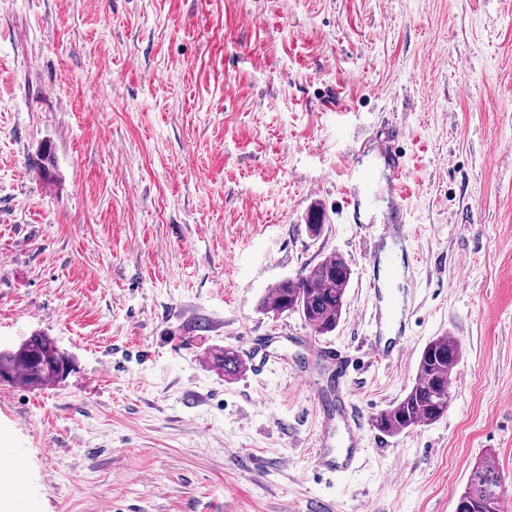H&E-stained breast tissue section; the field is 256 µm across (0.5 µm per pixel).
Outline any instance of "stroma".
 I'll use <instances>...</instances> for the list:
<instances>
[{"label":"stroma","mask_w":512,"mask_h":512,"mask_svg":"<svg viewBox=\"0 0 512 512\" xmlns=\"http://www.w3.org/2000/svg\"><path fill=\"white\" fill-rule=\"evenodd\" d=\"M390 123L410 132L416 307L395 365L366 346ZM334 252L352 270L335 331L259 310ZM34 334L75 363L49 389L0 385L35 512H455L490 458L512 512V0H0V350ZM445 335L462 349L447 415L380 433ZM250 336L286 363L212 366ZM315 344L354 356L345 385ZM340 400L366 453L322 477ZM364 181V174L355 167H350L347 175V184L355 186L353 190L348 188L345 192L343 209L351 224L361 223V193L359 185Z\"/></svg>","instance_id":"35a3bbf8"}]
</instances>
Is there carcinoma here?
<instances>
[{"instance_id":"cac0c4a2","label":"carcinoma","mask_w":512,"mask_h":512,"mask_svg":"<svg viewBox=\"0 0 512 512\" xmlns=\"http://www.w3.org/2000/svg\"><path fill=\"white\" fill-rule=\"evenodd\" d=\"M351 270L344 259L331 253L298 277L280 281L274 292L260 303L266 313L297 312L318 335L333 332L346 302ZM461 348L452 336L430 340L422 350L415 380L405 395L373 419L382 433L396 434L439 421L452 400L450 380ZM213 363L227 376L239 373L241 363L231 351L212 355ZM71 372L69 355L46 336H32L14 349L0 351V383L20 382L42 389L64 380ZM504 477L499 468L482 460L469 473L460 504H471L474 512H501Z\"/></svg>"}]
</instances>
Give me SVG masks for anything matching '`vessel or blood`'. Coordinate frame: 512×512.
Here are the masks:
<instances>
[{
  "label": "vessel or blood",
  "mask_w": 512,
  "mask_h": 512,
  "mask_svg": "<svg viewBox=\"0 0 512 512\" xmlns=\"http://www.w3.org/2000/svg\"><path fill=\"white\" fill-rule=\"evenodd\" d=\"M406 132L403 126L394 125L381 136L382 144L378 157L386 170L385 191L392 199L388 222L380 234L368 241V258L371 263L381 264L383 278H370L368 286L378 298L379 306L374 314V328L367 344L370 355L378 361L391 365L402 362L409 352V337L415 308L411 299H398L385 290V283H392L408 276L410 267L404 261L410 241V225L405 208V181L408 169L404 156L398 148ZM364 174L350 168L347 175L348 190L344 197V210L350 223L356 224L361 216V193L359 186ZM267 337L250 336L246 339V357L255 371H263L269 362L266 354ZM321 359L332 365L337 379H346L354 365L352 356L325 347L319 349ZM344 445L340 448H323L316 455L315 469L321 475H337L355 469L364 452L361 433V415L356 409L347 412Z\"/></svg>",
  "instance_id": "b4317fda"
}]
</instances>
